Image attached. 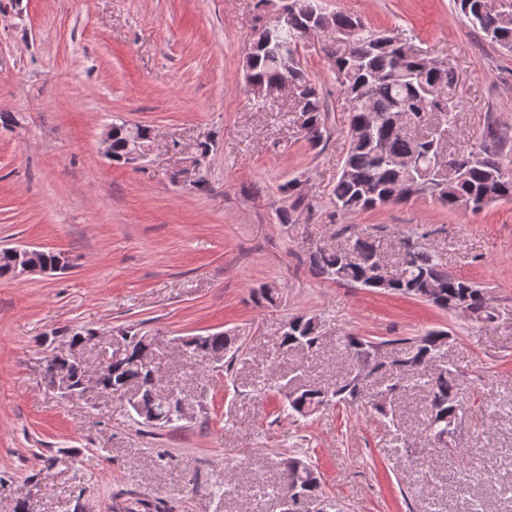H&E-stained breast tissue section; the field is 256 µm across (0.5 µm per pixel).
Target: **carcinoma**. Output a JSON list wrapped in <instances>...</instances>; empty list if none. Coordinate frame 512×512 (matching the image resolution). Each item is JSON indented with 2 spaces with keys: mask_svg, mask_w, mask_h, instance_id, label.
Instances as JSON below:
<instances>
[{
  "mask_svg": "<svg viewBox=\"0 0 512 512\" xmlns=\"http://www.w3.org/2000/svg\"><path fill=\"white\" fill-rule=\"evenodd\" d=\"M280 4L296 5L291 29L283 36L288 57L267 49L264 31L259 30L245 57V77L268 84L288 76L300 99L302 137L313 148L327 140L325 107L318 86L302 68L298 48L311 35L320 33L335 42L343 33L356 30L357 46L351 54L327 49L350 112L349 148L333 190L338 213L355 215L413 197H429L450 208L474 211L493 201L512 199V171L503 166V138L495 123L487 125L484 142L453 154L443 153L424 132L431 123L448 128L454 122L455 113L443 107L448 86L454 81L451 69L432 63L402 31L375 32L357 17L325 12L320 0H280ZM456 5L490 42L512 51V20L500 18L496 0H456ZM419 74L429 87L427 94L416 79ZM403 113L420 121L423 130L403 128L397 120ZM151 138L145 126L112 124V161L129 162L130 148L146 145ZM450 165L462 170V177L453 182L441 177V171ZM280 192L288 205L279 210V221L288 228L298 223L300 214L317 207L315 198L305 193L297 180L282 185ZM335 235L342 238L343 246L331 247L320 239L307 243L309 271L315 277L409 297L448 313H457L456 307L462 303L470 321L493 319L484 289L450 273L436 250L423 242V236L386 225L363 231L355 224L336 225ZM387 236L395 238L394 260L389 271L374 275V258ZM332 338L325 316L297 314L285 323L280 347L286 354L299 350L313 354ZM334 339L348 359V376L327 386L310 381L289 386L285 399L291 413L308 417L326 406L364 402L392 422L395 393L412 381L425 400L422 433L428 440L448 446L467 411L458 398L457 373L437 365L448 346L447 331L432 329L420 336L384 341L354 334ZM239 340L237 334L225 331L192 336L186 346L193 353L219 357L230 364L242 351ZM152 346L153 338L147 333H121L116 348L102 349V384L113 393L131 394L133 410L143 424L172 426L181 421V400L162 388L158 366L147 368L140 361L141 352H153ZM283 465L276 503L292 495L315 501L319 512L334 507L322 499L321 483L312 465L296 457L287 458Z\"/></svg>",
  "mask_w": 512,
  "mask_h": 512,
  "instance_id": "1",
  "label": "carcinoma"
}]
</instances>
